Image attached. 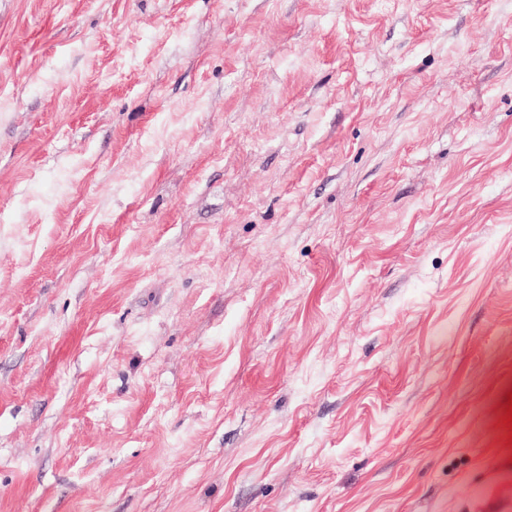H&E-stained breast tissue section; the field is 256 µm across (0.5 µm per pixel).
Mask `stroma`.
I'll return each mask as SVG.
<instances>
[{
    "label": "stroma",
    "mask_w": 512,
    "mask_h": 512,
    "mask_svg": "<svg viewBox=\"0 0 512 512\" xmlns=\"http://www.w3.org/2000/svg\"><path fill=\"white\" fill-rule=\"evenodd\" d=\"M512 0H0V512H512Z\"/></svg>",
    "instance_id": "1"
}]
</instances>
